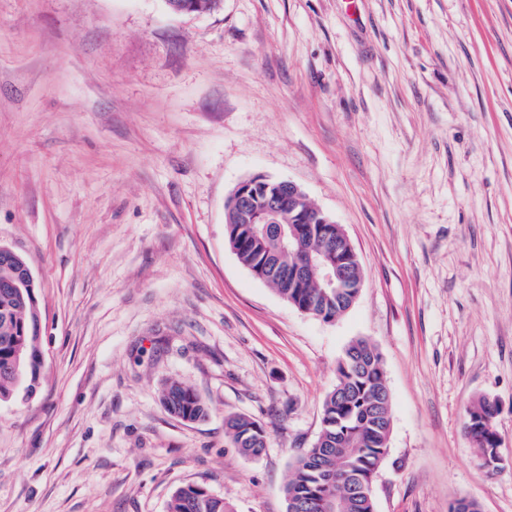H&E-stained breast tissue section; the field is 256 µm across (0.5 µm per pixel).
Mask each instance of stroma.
<instances>
[{
  "label": "stroma",
  "instance_id": "obj_1",
  "mask_svg": "<svg viewBox=\"0 0 512 512\" xmlns=\"http://www.w3.org/2000/svg\"><path fill=\"white\" fill-rule=\"evenodd\" d=\"M258 174L350 237L338 319L231 250L225 199ZM0 246L30 264L42 352L38 392L0 404V512H167L192 484L286 512L357 338L391 396L375 512H512V0H0ZM172 380L204 420L166 410ZM481 397L496 473L464 429ZM161 400L177 418L194 422L207 415V408L195 389L182 381H170L161 391ZM225 432L241 454L258 456L266 447V431L257 421L245 416H230L224 422Z\"/></svg>",
  "mask_w": 512,
  "mask_h": 512
}]
</instances>
